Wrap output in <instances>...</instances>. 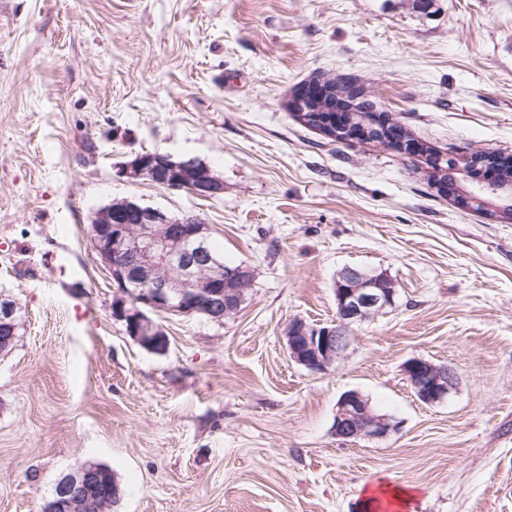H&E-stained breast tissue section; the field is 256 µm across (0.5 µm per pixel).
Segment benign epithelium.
Masks as SVG:
<instances>
[{
  "instance_id": "benign-epithelium-1",
  "label": "benign epithelium",
  "mask_w": 512,
  "mask_h": 512,
  "mask_svg": "<svg viewBox=\"0 0 512 512\" xmlns=\"http://www.w3.org/2000/svg\"><path fill=\"white\" fill-rule=\"evenodd\" d=\"M329 95L330 87L320 81L302 92L299 103L322 102ZM120 173L129 179L148 177L162 187L187 189L202 198L224 193V181L194 158L144 154ZM485 192L496 195L499 189L491 184L466 186L459 200L467 206H484ZM90 237L99 263L116 288L112 317L124 322L127 334L141 347L156 353L166 352L170 340L154 317L191 316L201 311L221 323L237 311L244 291L254 281L249 265L224 269L211 248L209 226L191 216L178 218L161 209L119 200L93 213ZM165 271L178 277L179 287H170ZM335 292L336 324L322 326L294 319L285 332L290 358L313 373H324L335 365L349 346L352 326L393 306L397 288L383 272L368 274L347 268L338 275ZM20 328L15 302L0 296L1 353L14 344ZM404 371L415 396L428 405L447 399L457 384L456 372L448 365L422 358L407 360ZM397 429L398 422L377 413L358 391L344 393L336 404L333 432L347 442L381 440ZM99 479L97 468L88 466L62 476L43 512H92L110 507L115 497L101 490Z\"/></svg>"
}]
</instances>
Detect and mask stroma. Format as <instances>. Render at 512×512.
Here are the masks:
<instances>
[{
  "label": "stroma",
  "instance_id": "obj_1",
  "mask_svg": "<svg viewBox=\"0 0 512 512\" xmlns=\"http://www.w3.org/2000/svg\"><path fill=\"white\" fill-rule=\"evenodd\" d=\"M347 76L444 158L512 155V0H0V294L23 326L0 354V512H41L59 477L107 466L113 512H512V218L467 208L425 157L334 142L292 108ZM224 181L200 198L118 176L145 153ZM128 199L211 228L256 276L234 314L157 316L167 352L112 317L91 247ZM347 268L395 305L355 325L324 373L290 359L296 318L336 321ZM453 368L427 405L405 362ZM398 423L333 433L346 391Z\"/></svg>",
  "mask_w": 512,
  "mask_h": 512
}]
</instances>
